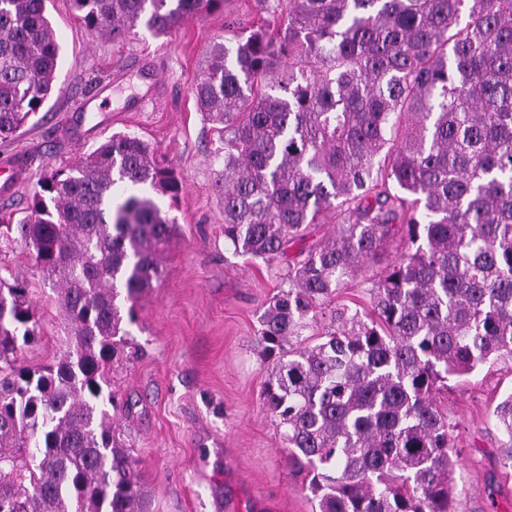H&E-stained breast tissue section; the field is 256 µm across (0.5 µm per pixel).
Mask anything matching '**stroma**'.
Listing matches in <instances>:
<instances>
[{
    "label": "stroma",
    "instance_id": "1",
    "mask_svg": "<svg viewBox=\"0 0 512 512\" xmlns=\"http://www.w3.org/2000/svg\"><path fill=\"white\" fill-rule=\"evenodd\" d=\"M61 46L55 91L15 135L0 138V165L22 163V174L0 192V225L29 212L44 172L69 170L115 132L151 142L183 179L169 206L175 231L161 253V274L135 306L127 344L133 356L113 361L111 388L128 402L116 429L136 459L150 512H316L309 479L286 461L280 432L261 391L265 365L258 317L284 282L286 265L235 254L224 241V202L216 187L222 169L213 152L218 136L197 111L191 86L212 41L233 45L227 20L252 22L256 0L189 17L169 35L144 27L123 42L94 37L70 0H47ZM151 70L150 86L139 73ZM102 106L76 104L102 84ZM405 249L384 241L375 258L335 301L369 310L371 278ZM0 276L18 279L36 309L41 340L21 350L28 365L54 362L67 326L56 293L28 250L0 237ZM512 392V360L487 363L452 379L437 404L454 428L457 512H512V469L503 467L492 411Z\"/></svg>",
    "mask_w": 512,
    "mask_h": 512
}]
</instances>
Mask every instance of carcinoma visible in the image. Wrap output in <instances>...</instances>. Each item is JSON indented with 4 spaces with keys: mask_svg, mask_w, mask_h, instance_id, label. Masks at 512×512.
<instances>
[{
    "mask_svg": "<svg viewBox=\"0 0 512 512\" xmlns=\"http://www.w3.org/2000/svg\"><path fill=\"white\" fill-rule=\"evenodd\" d=\"M45 2L0 0L1 138L55 89ZM222 2L71 0L114 41ZM257 4V22L228 24L235 47L208 46L191 91L219 133L224 241L287 261L288 288L259 316L263 404L316 512H455L435 393L512 358V0ZM38 186L15 230L70 334L55 363L24 364L34 308L0 279V512H146L102 394L174 231L159 199L183 182L149 142L115 133ZM333 206L348 223L298 246ZM398 230L407 249L372 280L371 312L320 310ZM317 324L320 341L302 345ZM493 414L512 467V393Z\"/></svg>",
    "mask_w": 512,
    "mask_h": 512,
    "instance_id": "1",
    "label": "carcinoma"
}]
</instances>
